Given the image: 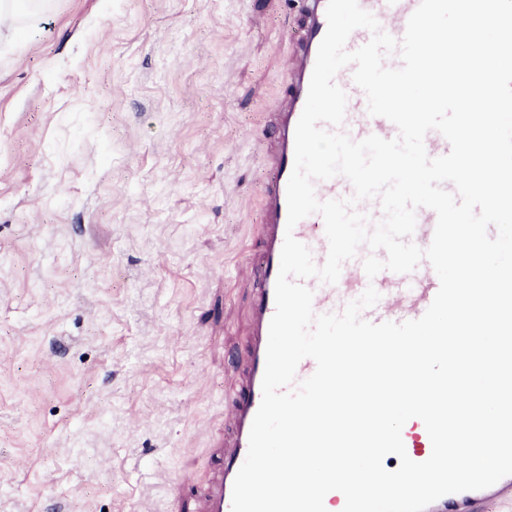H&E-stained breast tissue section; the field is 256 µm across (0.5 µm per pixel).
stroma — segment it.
Segmentation results:
<instances>
[{"label":"stroma","instance_id":"stroma-1","mask_svg":"<svg viewBox=\"0 0 512 512\" xmlns=\"http://www.w3.org/2000/svg\"><path fill=\"white\" fill-rule=\"evenodd\" d=\"M302 0H54L0 56V512H205Z\"/></svg>","mask_w":512,"mask_h":512}]
</instances>
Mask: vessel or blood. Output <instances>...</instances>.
<instances>
[{
    "mask_svg": "<svg viewBox=\"0 0 512 512\" xmlns=\"http://www.w3.org/2000/svg\"><path fill=\"white\" fill-rule=\"evenodd\" d=\"M328 0H304L302 24L295 39L294 56L290 66V85L269 114L268 128L271 150L266 156L272 177L265 184L261 196V220L257 226L259 250L246 256L241 271L252 282V326L247 345V374L233 391L227 404L232 417V439L224 450L223 466L219 475L205 485L202 494L208 512H231L232 488L238 470L243 464L249 444V433L262 398V378L265 370L269 325L275 312V283L280 268V256L286 233L305 244L316 264H323L328 253L324 221L313 214L299 221L294 229H287V183L294 166L295 130L303 111L318 47L327 30ZM360 6L372 13L383 31L394 38H402L407 22L418 8L420 0H359ZM352 67H344L336 83L347 94V106L341 132L361 140L369 135L393 139L397 127L388 119L370 115L364 91L352 78ZM319 200L327 201L350 197L351 183L342 176L314 184ZM437 216L432 209L421 207L416 211V228L411 236L419 247H428L432 241ZM367 247H360L354 258L343 263L336 284H325L318 279H307L313 292V310L318 314L342 313L345 306L359 298L367 287L380 293L379 302L365 309L362 317L373 323H401L420 318L431 305L440 282L428 261H421L412 272L399 274L381 271L368 278L363 261ZM512 501V475L483 490L449 494L430 504L426 512H491L494 503Z\"/></svg>",
    "mask_w": 512,
    "mask_h": 512,
    "instance_id": "vessel-or-blood-1",
    "label": "vessel or blood"
}]
</instances>
